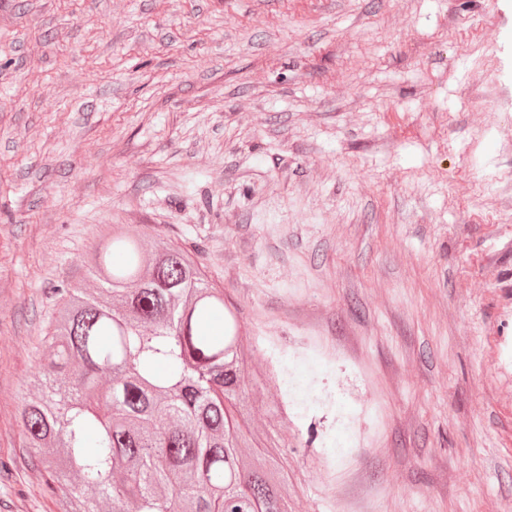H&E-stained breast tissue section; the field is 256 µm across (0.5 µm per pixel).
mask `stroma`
I'll return each instance as SVG.
<instances>
[{
	"instance_id": "stroma-1",
	"label": "stroma",
	"mask_w": 512,
	"mask_h": 512,
	"mask_svg": "<svg viewBox=\"0 0 512 512\" xmlns=\"http://www.w3.org/2000/svg\"><path fill=\"white\" fill-rule=\"evenodd\" d=\"M115 224L238 309L295 512H512V0H0V512Z\"/></svg>"
}]
</instances>
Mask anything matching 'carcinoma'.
<instances>
[{"label":"carcinoma","instance_id":"obj_1","mask_svg":"<svg viewBox=\"0 0 512 512\" xmlns=\"http://www.w3.org/2000/svg\"><path fill=\"white\" fill-rule=\"evenodd\" d=\"M82 267L20 412L62 512H293L276 460H243L240 318L194 255L115 224Z\"/></svg>","mask_w":512,"mask_h":512}]
</instances>
